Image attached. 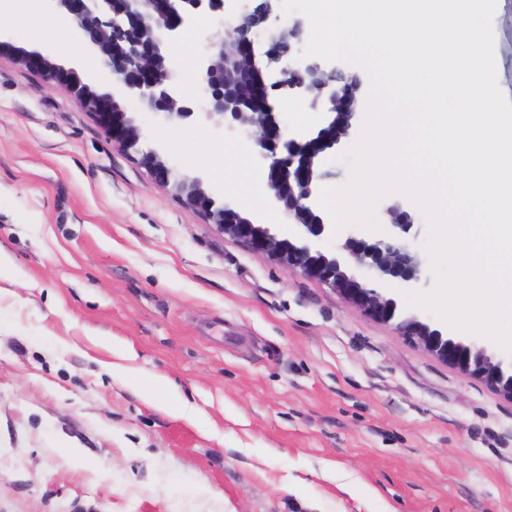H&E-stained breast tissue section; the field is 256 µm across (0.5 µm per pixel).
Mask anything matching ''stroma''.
Instances as JSON below:
<instances>
[{
    "mask_svg": "<svg viewBox=\"0 0 512 512\" xmlns=\"http://www.w3.org/2000/svg\"><path fill=\"white\" fill-rule=\"evenodd\" d=\"M235 18L167 46L195 96V59ZM44 0L0 19L121 95ZM512 100V0L493 18ZM370 88L326 161L345 183ZM179 176L237 205L211 124L144 122ZM224 179H217V172ZM0 512H512V401L440 361L316 279L259 255L187 209L77 100L0 55ZM130 355L125 379L93 337ZM160 377L168 394L142 399ZM80 449L86 464L71 456Z\"/></svg>",
    "mask_w": 512,
    "mask_h": 512,
    "instance_id": "35a3bbf8",
    "label": "stroma"
}]
</instances>
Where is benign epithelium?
<instances>
[{"label":"benign epithelium","mask_w":512,"mask_h":512,"mask_svg":"<svg viewBox=\"0 0 512 512\" xmlns=\"http://www.w3.org/2000/svg\"><path fill=\"white\" fill-rule=\"evenodd\" d=\"M50 9H63L82 38L115 77L126 97L139 108L169 121L203 119L230 133H244L255 147L258 162L267 167V187L277 208L295 226L293 236L281 238L268 224L241 216L220 201V192L201 177H175L165 152L144 150V130L133 112L123 109L111 92H100L73 70L64 71L39 51H22L19 61L48 81L72 93L123 147L139 155L138 162L180 198L225 234L254 252L285 261L309 277L340 293L373 317L396 321L395 328L435 354L512 401V358L494 355L480 343L456 341L438 328L413 316L401 317L395 299L385 296L348 272L366 268L410 285L420 281L419 264L401 245V239L369 243L352 232L345 244L347 256L338 258L322 249L333 224L318 203L322 155L348 134L360 77L349 78L319 60L279 66L291 44L301 40L303 23L295 19L270 36L266 50H255L252 34L273 14L274 0H258L240 12L236 24L223 30L197 58L200 76L196 99L183 96L167 54V45L180 30L207 15L222 16L232 0H46ZM273 95H294L322 114L314 133L294 132L282 138ZM391 223L402 232L412 225L409 211L399 205L386 209Z\"/></svg>","instance_id":"1"}]
</instances>
